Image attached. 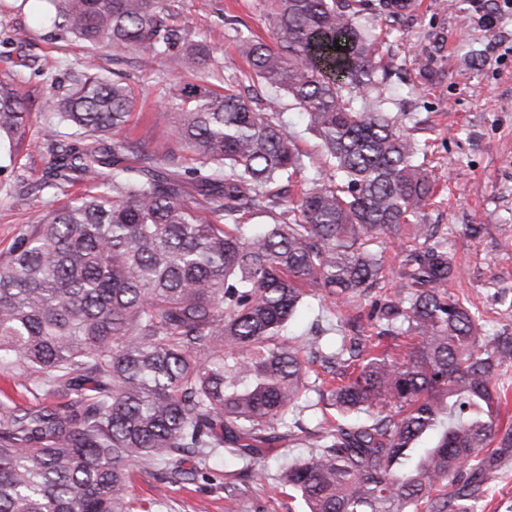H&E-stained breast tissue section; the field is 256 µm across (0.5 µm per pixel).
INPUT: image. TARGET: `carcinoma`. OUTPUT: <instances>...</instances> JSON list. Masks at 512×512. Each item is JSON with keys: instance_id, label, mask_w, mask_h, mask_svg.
Wrapping results in <instances>:
<instances>
[{"instance_id": "cac0c4a2", "label": "carcinoma", "mask_w": 512, "mask_h": 512, "mask_svg": "<svg viewBox=\"0 0 512 512\" xmlns=\"http://www.w3.org/2000/svg\"><path fill=\"white\" fill-rule=\"evenodd\" d=\"M364 6L266 0L275 45H238L260 99L169 24L176 0H21L90 57L42 99L40 139L0 77V174L24 150L48 156L47 209L0 253V368L24 370L33 396L0 405V512H128L132 468L180 484L225 455L260 480L281 439L309 449L280 474L307 512H477L512 342L487 341L448 293V238L419 223L432 176L380 87ZM130 53L180 74L165 148L125 134L135 92L95 63ZM280 91L325 165L297 148ZM309 170L289 204L284 185ZM405 230L386 263L380 236ZM386 277L399 289L371 304V333L288 337L305 298L339 306ZM384 336L421 341L379 356Z\"/></svg>"}]
</instances>
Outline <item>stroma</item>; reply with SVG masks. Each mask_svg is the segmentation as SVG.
I'll return each instance as SVG.
<instances>
[{"label":"stroma","instance_id":"obj_1","mask_svg":"<svg viewBox=\"0 0 512 512\" xmlns=\"http://www.w3.org/2000/svg\"><path fill=\"white\" fill-rule=\"evenodd\" d=\"M417 12L391 23L373 16L387 68L383 85L395 95L393 114L427 145L424 163L434 176V194L420 216L448 232L457 273L448 290L478 309L488 336L512 339V11L502 0H421ZM180 17L193 26L224 67L225 77L247 69L239 38L271 41L262 0H180ZM494 15V26L485 18ZM80 42L48 36L13 0H0V76L15 77L31 113V135L39 137L44 119L36 106L52 87H65L87 60ZM143 104L141 122L159 143L173 137V117L161 106L171 73L123 69ZM46 205L31 196L15 207L0 184V251L7 250ZM481 225L478 237L465 228ZM368 304L337 309L312 301L294 318L293 336L310 335L343 315L355 319L347 335L368 327ZM302 454L287 443L267 449L264 482L241 475L233 460H216L206 476L168 485L151 469L133 474L131 512L153 505L155 512H303L299 496L277 483L280 466ZM492 460L481 487L478 512H512V448L491 443Z\"/></svg>","mask_w":512,"mask_h":512}]
</instances>
